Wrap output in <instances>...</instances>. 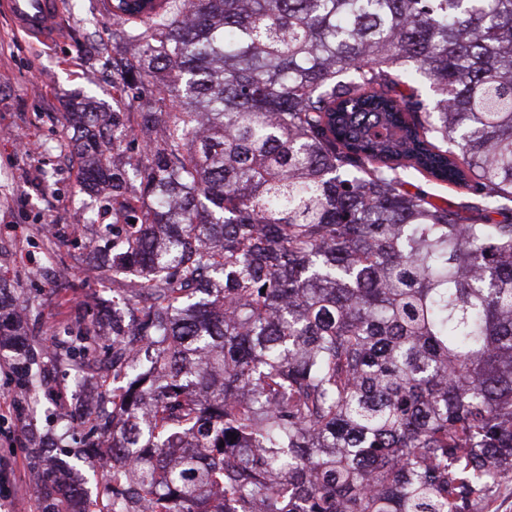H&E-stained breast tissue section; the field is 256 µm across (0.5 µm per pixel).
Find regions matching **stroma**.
Returning <instances> with one entry per match:
<instances>
[{"label": "stroma", "instance_id": "obj_1", "mask_svg": "<svg viewBox=\"0 0 512 512\" xmlns=\"http://www.w3.org/2000/svg\"><path fill=\"white\" fill-rule=\"evenodd\" d=\"M108 0H59V38L35 45L14 38L0 19V280L27 308L35 345L31 383L0 373V459L10 464L12 499L5 512H38L29 458L44 440L58 455L81 447L93 425L78 412L79 391L112 393V370L95 351L88 371L64 359L80 324L111 306L126 284L109 269L84 275L87 242L104 245L111 209L81 186L65 137V116L84 99L112 109V82L103 64L134 45L112 38Z\"/></svg>", "mask_w": 512, "mask_h": 512}]
</instances>
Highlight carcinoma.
<instances>
[{"label":"carcinoma","mask_w":512,"mask_h":512,"mask_svg":"<svg viewBox=\"0 0 512 512\" xmlns=\"http://www.w3.org/2000/svg\"><path fill=\"white\" fill-rule=\"evenodd\" d=\"M112 20L141 50L112 57V112L68 117L84 189L123 210L112 278H137L77 457L108 464L99 512H488L512 481V0ZM39 508L87 512L82 485ZM411 182L413 185H407L406 189L413 193L420 188L428 192L432 196L434 202L442 206L455 205L464 198L466 193V190L456 187L448 188L446 186L441 187L433 185L421 176L416 177Z\"/></svg>","instance_id":"carcinoma-1"}]
</instances>
